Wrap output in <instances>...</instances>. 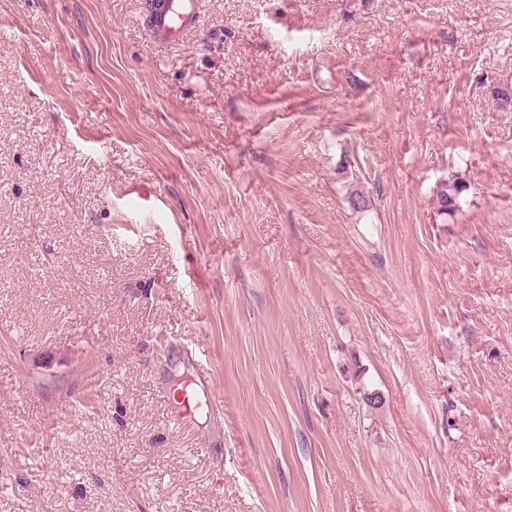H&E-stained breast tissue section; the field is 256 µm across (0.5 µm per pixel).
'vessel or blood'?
Returning a JSON list of instances; mask_svg holds the SVG:
<instances>
[{
	"instance_id": "1",
	"label": "vessel or blood",
	"mask_w": 512,
	"mask_h": 512,
	"mask_svg": "<svg viewBox=\"0 0 512 512\" xmlns=\"http://www.w3.org/2000/svg\"><path fill=\"white\" fill-rule=\"evenodd\" d=\"M199 0H142L140 22L153 43L179 45L196 30Z\"/></svg>"
}]
</instances>
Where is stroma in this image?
I'll list each match as a JSON object with an SVG mask.
<instances>
[{
	"instance_id": "1",
	"label": "stroma",
	"mask_w": 512,
	"mask_h": 512,
	"mask_svg": "<svg viewBox=\"0 0 512 512\" xmlns=\"http://www.w3.org/2000/svg\"><path fill=\"white\" fill-rule=\"evenodd\" d=\"M140 2L0 0V512H512V0ZM200 8L199 0H144L140 22L153 43L179 45L198 27ZM466 185L457 176H451L448 182L444 183L439 194L438 203L440 205V213L451 215L455 212L458 198L464 191Z\"/></svg>"
}]
</instances>
